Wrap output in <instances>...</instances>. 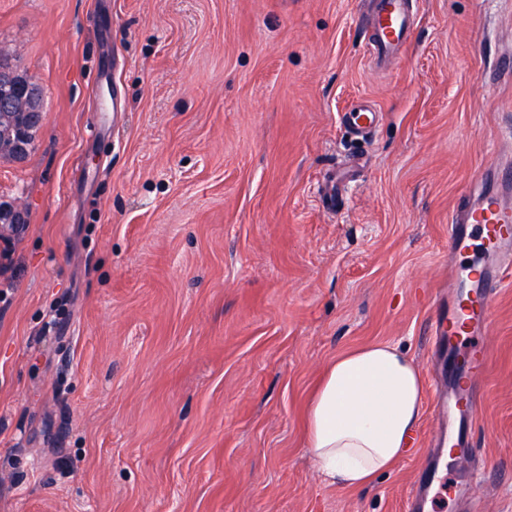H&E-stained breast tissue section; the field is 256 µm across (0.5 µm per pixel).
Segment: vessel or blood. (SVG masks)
Here are the masks:
<instances>
[{"instance_id":"1","label":"vessel or blood","mask_w":512,"mask_h":512,"mask_svg":"<svg viewBox=\"0 0 512 512\" xmlns=\"http://www.w3.org/2000/svg\"><path fill=\"white\" fill-rule=\"evenodd\" d=\"M359 21L369 33L373 59L385 68L395 62L414 30L411 0H364ZM376 111L355 103L346 121L359 133H370ZM480 244V260L466 270L464 291L440 300L431 320L432 343L438 369H450L452 378L466 379L460 391L444 394L434 381L431 401L434 421L448 431V445H473V421L479 389L476 378L487 371L491 355L486 341L499 288L512 280V171L495 170L480 176L477 190L453 212L448 226V250L459 253ZM439 462L430 459L418 468L406 498L405 512H432L428 493L436 480Z\"/></svg>"}]
</instances>
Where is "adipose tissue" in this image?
I'll return each mask as SVG.
<instances>
[{
    "label": "adipose tissue",
    "mask_w": 512,
    "mask_h": 512,
    "mask_svg": "<svg viewBox=\"0 0 512 512\" xmlns=\"http://www.w3.org/2000/svg\"><path fill=\"white\" fill-rule=\"evenodd\" d=\"M423 408V376L397 345L353 348L325 369L305 413L306 446L324 483L368 486L407 448Z\"/></svg>",
    "instance_id": "ef3b65f1"
}]
</instances>
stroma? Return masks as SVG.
<instances>
[{"mask_svg":"<svg viewBox=\"0 0 512 512\" xmlns=\"http://www.w3.org/2000/svg\"><path fill=\"white\" fill-rule=\"evenodd\" d=\"M416 9L380 71L361 0H0V53L44 92L33 150L0 158L25 220L0 258V512H404L430 412L360 490L320 482L304 415L352 348L431 378L448 215L512 162V0ZM487 340L437 512H512V285ZM346 113L349 126L361 134L370 133L376 126L377 112L365 102H356Z\"/></svg>","mask_w":512,"mask_h":512,"instance_id":"1","label":"stroma"}]
</instances>
